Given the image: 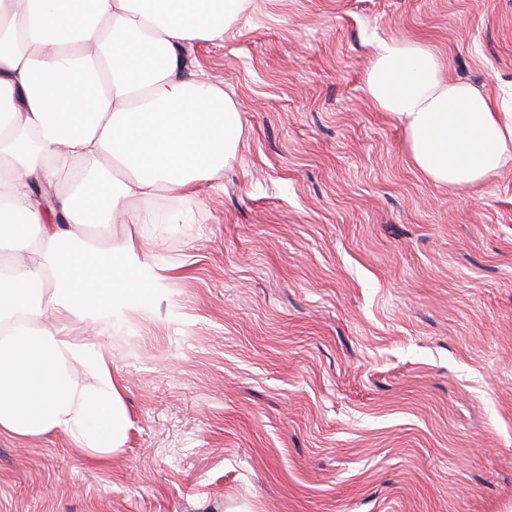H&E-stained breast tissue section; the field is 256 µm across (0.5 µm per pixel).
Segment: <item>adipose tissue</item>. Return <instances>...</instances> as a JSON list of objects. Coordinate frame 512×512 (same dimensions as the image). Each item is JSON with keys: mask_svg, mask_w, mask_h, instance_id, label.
<instances>
[{"mask_svg": "<svg viewBox=\"0 0 512 512\" xmlns=\"http://www.w3.org/2000/svg\"><path fill=\"white\" fill-rule=\"evenodd\" d=\"M251 4L0 0V435L62 432L93 464L124 445L111 358L89 354L67 319L122 316L154 282L138 242L100 247L88 230L139 223L161 195L194 198L235 156L243 114L182 50L223 40ZM366 91L435 185L484 182L512 156V103L445 80L424 44L377 42ZM80 361L93 384L67 373Z\"/></svg>", "mask_w": 512, "mask_h": 512, "instance_id": "adipose-tissue-1", "label": "adipose tissue"}]
</instances>
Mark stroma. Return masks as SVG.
I'll return each instance as SVG.
<instances>
[{
  "instance_id": "1",
  "label": "stroma",
  "mask_w": 512,
  "mask_h": 512,
  "mask_svg": "<svg viewBox=\"0 0 512 512\" xmlns=\"http://www.w3.org/2000/svg\"><path fill=\"white\" fill-rule=\"evenodd\" d=\"M391 39L512 97V0H253L186 48L244 113L236 157L184 221L113 225L161 289L69 325L127 442L94 467L0 435V512H512V159L462 190L413 170L365 90Z\"/></svg>"
}]
</instances>
